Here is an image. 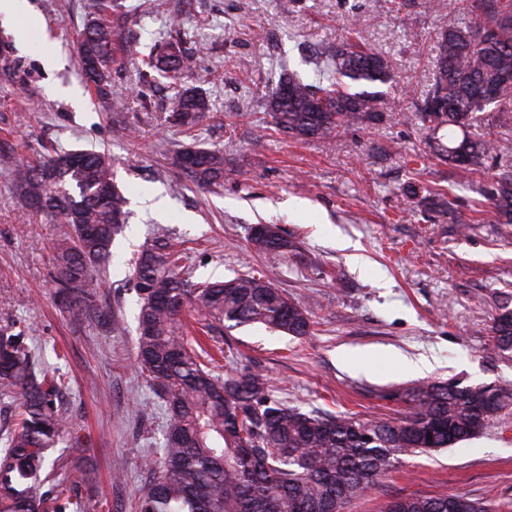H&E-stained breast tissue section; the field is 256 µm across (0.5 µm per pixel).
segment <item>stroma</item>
Masks as SVG:
<instances>
[{"mask_svg":"<svg viewBox=\"0 0 512 512\" xmlns=\"http://www.w3.org/2000/svg\"><path fill=\"white\" fill-rule=\"evenodd\" d=\"M113 16L120 48L104 110L85 90L76 46L98 0H28L40 22L0 25V328L30 327L41 364L59 371V404L82 439L94 481L72 494L83 512H137L151 478L166 415L135 363L137 296L128 281L134 250L156 227L182 242L191 281L257 271L289 297L311 304L304 338L259 325L209 336L212 348L267 375L273 396L304 410L362 419L397 416L416 384L398 356L430 361L429 379L466 384L512 380V360L493 348L487 325L495 297H512V220L479 202L470 180L435 150L447 128L422 125L417 103L435 72L439 34L467 16L470 0H130ZM354 17L356 33L344 25ZM198 51L188 84L212 110L193 129L168 123L171 84L134 89L142 54L163 46L171 18ZM357 39L394 63L382 119L300 142L263 108L282 73L312 77L313 61ZM60 52L46 70L44 46ZM474 133L512 162V112H488ZM224 153V182L198 188L176 164L183 148ZM108 152L128 200V225L113 246L96 319L63 305L52 282L51 244L66 225L21 210L14 170L52 149ZM165 204L151 208L154 192ZM274 224L299 253L272 265L249 241ZM128 458L120 482L112 460ZM409 494H462L512 504V407L484 433L402 466L347 512H382Z\"/></svg>","mask_w":512,"mask_h":512,"instance_id":"35a3bbf8","label":"stroma"}]
</instances>
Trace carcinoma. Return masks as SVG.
<instances>
[{
    "label": "carcinoma",
    "mask_w": 512,
    "mask_h": 512,
    "mask_svg": "<svg viewBox=\"0 0 512 512\" xmlns=\"http://www.w3.org/2000/svg\"><path fill=\"white\" fill-rule=\"evenodd\" d=\"M112 23L89 20L80 41L85 86L112 103ZM193 56L173 39L163 53H149L146 66L177 83ZM512 0H477L463 26L440 34L437 67L420 105L423 122L448 126L461 138L443 147L448 163L464 174L486 167L493 146L471 136L486 112L512 106ZM392 64L358 43L325 52L312 80L285 73L265 102L272 123L292 138L325 139L380 118V91L353 85L386 84ZM167 120L194 128L210 100L194 87L169 98ZM177 162L200 185L224 180V154L188 148ZM22 205L44 213L71 233L53 251V281L62 303L97 317V280L106 273L112 245L126 225L127 201L118 188L112 158L104 152L56 151L15 170ZM478 193L502 211H512V168L499 169ZM253 249L272 261L298 251L273 224L252 228ZM183 252L164 231L154 234L130 264L138 296L136 364L147 387L164 403L163 447L150 469L152 482L139 492L137 512H345L347 505L402 463L405 455L448 448L482 434L512 404V384L493 387L460 381H421L402 398L400 418L361 420L352 415L304 412L274 399L268 378L226 359L219 375L187 339L183 313L202 327L227 330L260 324L294 337L310 335V310L275 288L264 275L239 273L224 282L189 283ZM497 353L512 357V308L501 303L489 327ZM25 327L0 329V398L17 401V421L0 449V512H66L64 490L45 488L46 453L69 437L81 439L72 420L55 405L65 384L43 369L28 349ZM491 512L465 495L401 497L385 512Z\"/></svg>",
    "instance_id": "carcinoma-1"
}]
</instances>
